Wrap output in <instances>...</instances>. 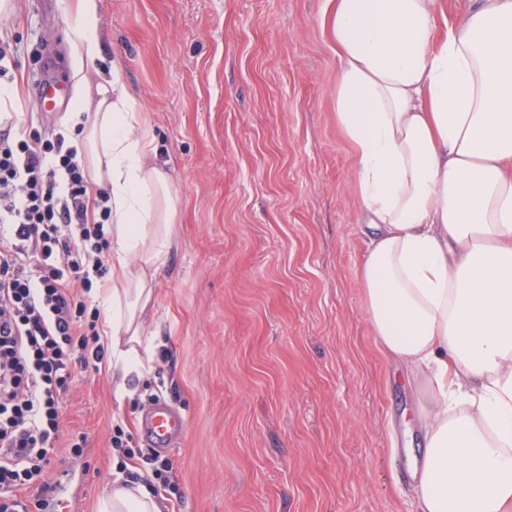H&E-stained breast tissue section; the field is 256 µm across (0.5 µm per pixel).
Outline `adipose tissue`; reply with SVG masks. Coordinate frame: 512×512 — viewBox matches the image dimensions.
I'll use <instances>...</instances> for the list:
<instances>
[{
	"instance_id": "1",
	"label": "adipose tissue",
	"mask_w": 512,
	"mask_h": 512,
	"mask_svg": "<svg viewBox=\"0 0 512 512\" xmlns=\"http://www.w3.org/2000/svg\"><path fill=\"white\" fill-rule=\"evenodd\" d=\"M338 122L354 146L369 249L360 282L384 353L424 374L420 512H512V0H331ZM98 0L72 47L99 56ZM79 154L111 199L105 337L117 395L145 375L143 316L173 246L166 162L117 76L86 85ZM100 512H163L115 481Z\"/></svg>"
}]
</instances>
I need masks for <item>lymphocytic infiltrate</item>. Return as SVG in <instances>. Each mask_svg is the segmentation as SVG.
I'll return each instance as SVG.
<instances>
[{
    "label": "lymphocytic infiltrate",
    "instance_id": "1",
    "mask_svg": "<svg viewBox=\"0 0 512 512\" xmlns=\"http://www.w3.org/2000/svg\"><path fill=\"white\" fill-rule=\"evenodd\" d=\"M108 202L65 129L0 132V512L51 492L61 398L105 359L84 295L107 274Z\"/></svg>",
    "mask_w": 512,
    "mask_h": 512
}]
</instances>
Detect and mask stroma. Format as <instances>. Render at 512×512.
Wrapping results in <instances>:
<instances>
[{"mask_svg":"<svg viewBox=\"0 0 512 512\" xmlns=\"http://www.w3.org/2000/svg\"><path fill=\"white\" fill-rule=\"evenodd\" d=\"M75 0H14L0 87L19 124L68 126L31 98L64 54L71 102L118 71L178 194L169 263L145 324L152 370L115 396L108 365L76 372L47 470L59 500L100 512L143 473L112 450L163 400L186 419L166 450L179 512H417L421 377L373 335L356 158L336 121L328 0H98L99 58L75 56ZM86 435L79 459L71 439Z\"/></svg>","mask_w":512,"mask_h":512,"instance_id":"1","label":"stroma"}]
</instances>
